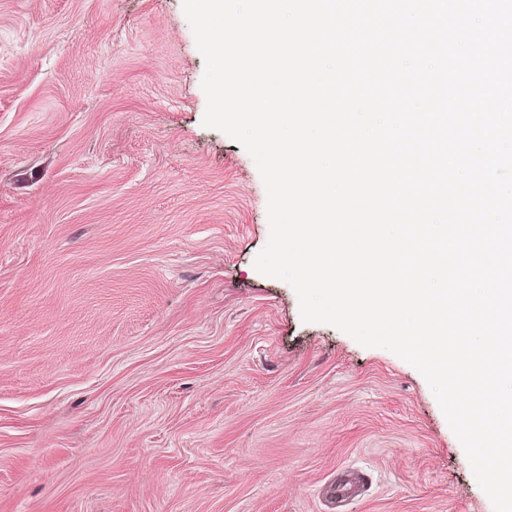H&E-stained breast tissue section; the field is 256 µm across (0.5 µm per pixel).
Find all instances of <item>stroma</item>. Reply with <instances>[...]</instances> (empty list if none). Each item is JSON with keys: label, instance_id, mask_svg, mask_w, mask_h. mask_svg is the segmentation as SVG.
I'll use <instances>...</instances> for the list:
<instances>
[{"label": "stroma", "instance_id": "stroma-1", "mask_svg": "<svg viewBox=\"0 0 512 512\" xmlns=\"http://www.w3.org/2000/svg\"><path fill=\"white\" fill-rule=\"evenodd\" d=\"M183 0H0V512H494L428 382L259 273Z\"/></svg>", "mask_w": 512, "mask_h": 512}]
</instances>
